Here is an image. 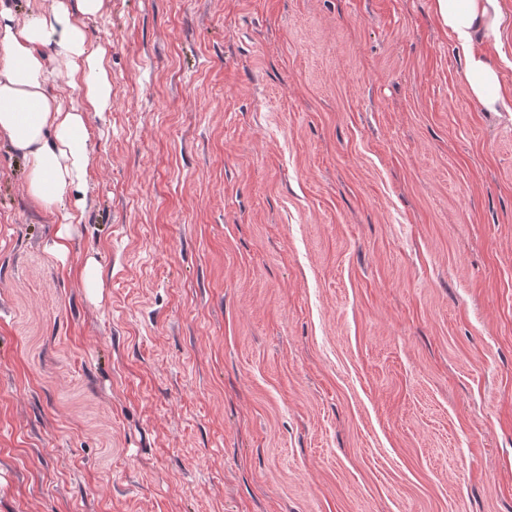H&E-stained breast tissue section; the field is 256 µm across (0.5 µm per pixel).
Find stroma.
<instances>
[{"label":"stroma","mask_w":512,"mask_h":512,"mask_svg":"<svg viewBox=\"0 0 512 512\" xmlns=\"http://www.w3.org/2000/svg\"><path fill=\"white\" fill-rule=\"evenodd\" d=\"M431 5L85 19L66 261L0 144V512H512V100ZM78 278L90 295H96L102 288L99 265L94 258H88L83 267L78 271Z\"/></svg>","instance_id":"1"}]
</instances>
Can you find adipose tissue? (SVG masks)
<instances>
[{
  "instance_id": "ef3b65f1",
  "label": "adipose tissue",
  "mask_w": 512,
  "mask_h": 512,
  "mask_svg": "<svg viewBox=\"0 0 512 512\" xmlns=\"http://www.w3.org/2000/svg\"><path fill=\"white\" fill-rule=\"evenodd\" d=\"M102 6L103 0H52L50 7L18 19L0 2V142L27 159L29 196L44 210L59 212V230L47 251L60 261L69 255L75 218L73 211L60 210V200L80 189L89 166L86 116L112 106L103 52L91 48L83 25ZM433 12L466 55L468 94L497 111L512 96L489 57L500 49L507 28L502 0H433ZM50 46L58 55L53 73L44 56ZM54 75L76 91L77 101L50 90Z\"/></svg>"
}]
</instances>
